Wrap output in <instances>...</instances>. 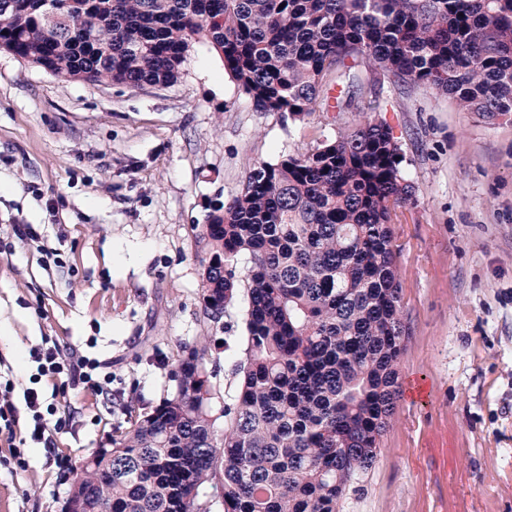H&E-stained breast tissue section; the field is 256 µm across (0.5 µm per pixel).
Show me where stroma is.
Here are the masks:
<instances>
[{
	"label": "stroma",
	"instance_id": "35a3bbf8",
	"mask_svg": "<svg viewBox=\"0 0 512 512\" xmlns=\"http://www.w3.org/2000/svg\"><path fill=\"white\" fill-rule=\"evenodd\" d=\"M359 77L357 108L295 121L257 110L202 42L163 86L65 80L0 49V377L25 425L44 339L112 361L104 393L55 395L71 426L51 433L53 450L26 449L20 473L0 458V512H61L74 468L110 447L128 409L175 392L181 347L209 341L221 415L245 300L207 318L199 231L254 165L365 120L390 126L415 188L393 224L408 335L392 424L343 512H512V119ZM418 378L424 402L409 392Z\"/></svg>",
	"mask_w": 512,
	"mask_h": 512
}]
</instances>
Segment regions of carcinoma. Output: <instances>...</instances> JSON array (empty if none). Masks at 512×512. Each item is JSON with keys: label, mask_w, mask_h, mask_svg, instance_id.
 <instances>
[{"label": "carcinoma", "mask_w": 512, "mask_h": 512, "mask_svg": "<svg viewBox=\"0 0 512 512\" xmlns=\"http://www.w3.org/2000/svg\"><path fill=\"white\" fill-rule=\"evenodd\" d=\"M0 0V48L55 76L167 84L207 41L261 112L350 111L356 67L408 93L512 116V0ZM383 123L263 162L200 233L206 314L244 291L243 359L215 429L209 347H183L175 393L128 411L112 459L76 475L110 512H342L390 426L404 352L396 209L413 199Z\"/></svg>", "instance_id": "carcinoma-1"}]
</instances>
